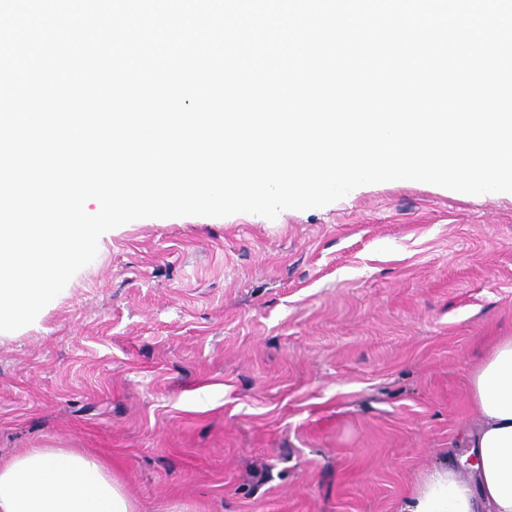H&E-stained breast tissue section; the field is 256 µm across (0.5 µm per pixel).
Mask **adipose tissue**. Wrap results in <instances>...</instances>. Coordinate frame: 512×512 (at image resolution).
<instances>
[{
	"mask_svg": "<svg viewBox=\"0 0 512 512\" xmlns=\"http://www.w3.org/2000/svg\"><path fill=\"white\" fill-rule=\"evenodd\" d=\"M479 414L469 432L476 472L435 468L398 512H512V336L493 344L471 376ZM118 480L96 457L29 448L0 461V512H133Z\"/></svg>",
	"mask_w": 512,
	"mask_h": 512,
	"instance_id": "ef3b65f1",
	"label": "adipose tissue"
}]
</instances>
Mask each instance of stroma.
<instances>
[{"label": "stroma", "mask_w": 512, "mask_h": 512, "mask_svg": "<svg viewBox=\"0 0 512 512\" xmlns=\"http://www.w3.org/2000/svg\"><path fill=\"white\" fill-rule=\"evenodd\" d=\"M511 335V194L138 219L0 337V458L85 452L137 512H396Z\"/></svg>", "instance_id": "1"}]
</instances>
